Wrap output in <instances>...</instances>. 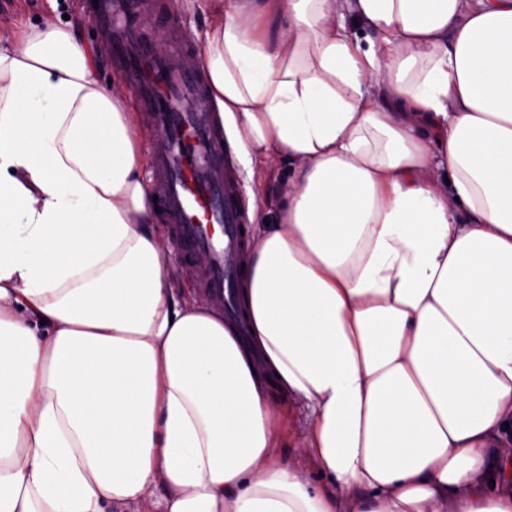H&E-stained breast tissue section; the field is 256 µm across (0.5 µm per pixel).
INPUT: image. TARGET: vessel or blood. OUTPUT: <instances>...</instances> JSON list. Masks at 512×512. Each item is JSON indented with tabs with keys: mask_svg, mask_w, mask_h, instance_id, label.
I'll list each match as a JSON object with an SVG mask.
<instances>
[{
	"mask_svg": "<svg viewBox=\"0 0 512 512\" xmlns=\"http://www.w3.org/2000/svg\"><path fill=\"white\" fill-rule=\"evenodd\" d=\"M98 10L112 29L114 65L154 128L152 185L161 220L183 255L209 253V264L197 274L199 286L223 307L225 321L238 322L247 216L224 133L213 113L195 109L196 101L207 96L208 84L184 58L199 46L173 24L169 51L156 50L144 40L125 0H99Z\"/></svg>",
	"mask_w": 512,
	"mask_h": 512,
	"instance_id": "vessel-or-blood-1",
	"label": "vessel or blood"
}]
</instances>
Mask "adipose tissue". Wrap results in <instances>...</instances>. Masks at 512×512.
I'll list each match as a JSON object with an SVG mask.
<instances>
[{
	"mask_svg": "<svg viewBox=\"0 0 512 512\" xmlns=\"http://www.w3.org/2000/svg\"><path fill=\"white\" fill-rule=\"evenodd\" d=\"M209 3V105L292 167L246 345L177 294L125 90L0 36V512H512V0ZM287 413L286 429L282 434L279 453L288 459L295 457L299 452L300 436L299 424L306 418L307 411L293 402L285 404Z\"/></svg>",
	"mask_w": 512,
	"mask_h": 512,
	"instance_id": "ef3b65f1",
	"label": "adipose tissue"
}]
</instances>
